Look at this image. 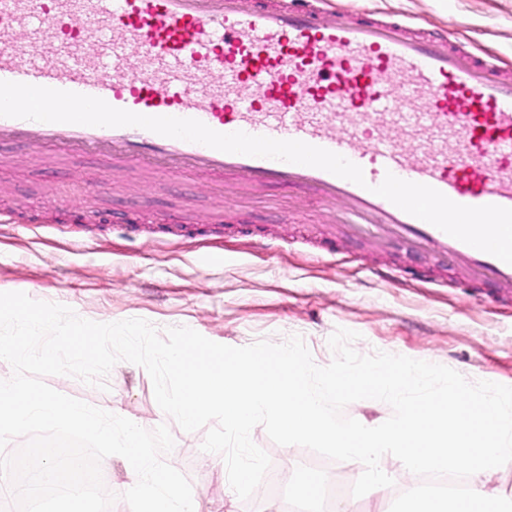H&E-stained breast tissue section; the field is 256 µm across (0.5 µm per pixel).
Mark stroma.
Listing matches in <instances>:
<instances>
[{"label": "stroma", "instance_id": "1", "mask_svg": "<svg viewBox=\"0 0 512 512\" xmlns=\"http://www.w3.org/2000/svg\"><path fill=\"white\" fill-rule=\"evenodd\" d=\"M325 12H385L512 71V0H324ZM335 205L272 187L226 192L223 178L119 168L102 155L59 162L19 144L0 145V292L70 307L102 323L142 318L158 331L188 326L229 346L281 343L298 335L314 362L334 353L330 335L358 332L353 348L442 364L468 381L512 386V300L495 289L462 288L454 271L407 243L374 244L334 223ZM416 267L389 284L375 269ZM54 390L100 409L123 411L152 430L167 425L166 461L193 492L219 503L226 486L204 430L183 431L158 406L140 366L121 361L98 388L62 375ZM252 439L271 459L280 493L235 500L234 512H285L306 473L339 487L338 512H375L351 488L362 465L280 446L264 427Z\"/></svg>", "mask_w": 512, "mask_h": 512}]
</instances>
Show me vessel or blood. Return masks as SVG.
I'll use <instances>...</instances> for the list:
<instances>
[{
    "mask_svg": "<svg viewBox=\"0 0 512 512\" xmlns=\"http://www.w3.org/2000/svg\"><path fill=\"white\" fill-rule=\"evenodd\" d=\"M0 81L340 154L365 185L140 127L0 117V141L54 157L100 152L342 202L351 233L380 244L399 237L449 259L468 287L512 288V264L372 191L391 173L461 205L512 208V74L451 35L421 34L390 15L327 17L314 0H0Z\"/></svg>",
    "mask_w": 512,
    "mask_h": 512,
    "instance_id": "obj_1",
    "label": "vessel or blood"
}]
</instances>
